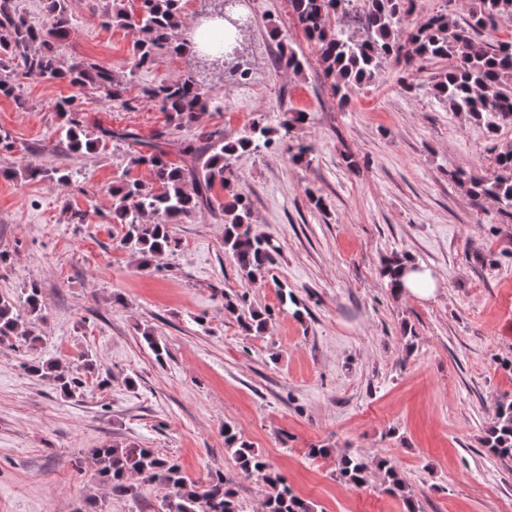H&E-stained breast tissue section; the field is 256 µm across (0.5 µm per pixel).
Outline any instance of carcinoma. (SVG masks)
Instances as JSON below:
<instances>
[{"mask_svg":"<svg viewBox=\"0 0 512 512\" xmlns=\"http://www.w3.org/2000/svg\"><path fill=\"white\" fill-rule=\"evenodd\" d=\"M101 1L105 2L100 13L102 23L126 29L134 37L130 72L152 65L163 53L199 56L197 42L179 38L184 19L182 0H138L136 8L127 6L126 0H95ZM344 2L289 0L292 17L314 41L324 71L334 77L341 98H346L349 89L369 83L387 59L407 67L449 59L448 72L433 84L434 96L491 134L512 125V41L479 40L482 34L496 29L501 17L512 14V0H474L462 25L444 9L421 17L409 29L402 23L416 11L417 0H351L360 25L358 37L344 29L327 28V20L344 9ZM43 3L46 24L38 29L17 12L14 0H0V95L15 96L21 78L35 74L47 81L96 89L105 99L128 106L123 80L95 61H66L59 54V48L70 41L74 31L69 0ZM232 34V27L224 25V59L215 58L213 63L223 65L241 82L248 78L249 68L234 56ZM278 64L294 73L302 67L286 44L281 45ZM143 95L168 113L177 128L194 124L200 113L216 104L213 90L197 83L189 71L177 80L144 89ZM56 110L66 119L58 143L70 152L92 153L110 142L126 147L127 168L150 171L149 185L122 181L112 187L113 221L126 228L121 245L139 255L141 268H150L158 257L178 246L169 225L215 208L224 214V252L231 256L247 284L254 283L272 264L267 241L252 231L250 201L240 186L234 162L237 154L268 149L277 140L287 144L292 163L307 161L311 147L288 145V135L305 120L304 113L284 119L277 129L268 126L266 117L260 115L241 137L230 142L224 141V133L217 130L184 139L175 144L180 162L171 163L165 141L143 142L127 128L98 125L91 133L82 130L74 98L59 101ZM9 175L28 181L55 177L63 185L76 181L75 172L61 173L39 162H29ZM453 177L467 181L476 206L492 199L498 203L503 220L512 222L511 147L496 155L493 174L478 177L459 170ZM217 186L224 191L221 203L215 196ZM40 296V288L32 283L22 290L19 305L0 297V342L13 338L28 347L39 340L34 325L43 320ZM221 297L224 311L237 315L245 332H265L273 317L270 310L246 304L244 293L235 297L223 293ZM26 371L32 377L53 380L64 392L71 393L82 385L80 377L57 364L31 361ZM224 444L244 472L263 476L270 488L267 512H318L314 503L296 495L283 477L270 470L258 451L228 426L224 427ZM483 444L500 459L512 461V401L497 405ZM94 456L97 476L114 497L134 495L135 486L128 476L136 475L162 490V512H243L233 483L220 472L210 475L206 485L199 487L185 478L177 463L150 448L112 445L95 449ZM376 466L386 478L388 491L406 497L408 512H417L396 468L386 459L378 460ZM369 469L365 458L345 454L338 461L336 473L344 484L360 488L367 482Z\"/></svg>","mask_w":512,"mask_h":512,"instance_id":"obj_1","label":"carcinoma"}]
</instances>
